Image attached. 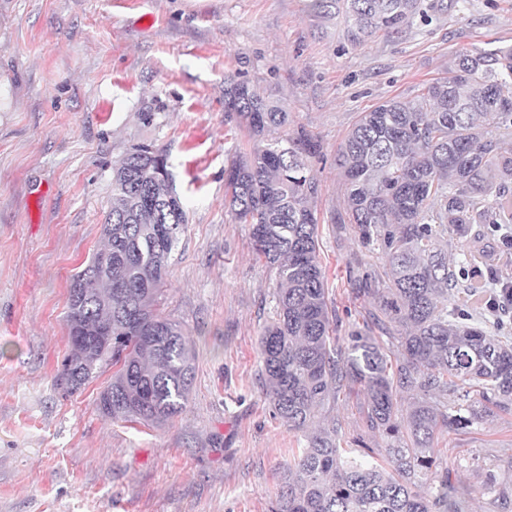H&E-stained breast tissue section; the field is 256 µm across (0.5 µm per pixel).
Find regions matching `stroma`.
Returning a JSON list of instances; mask_svg holds the SVG:
<instances>
[{"mask_svg": "<svg viewBox=\"0 0 512 512\" xmlns=\"http://www.w3.org/2000/svg\"><path fill=\"white\" fill-rule=\"evenodd\" d=\"M431 2L428 20L354 47L311 0H0V512H268L303 439L262 394L276 280L224 207V170L250 146L225 117L224 78L257 86L321 146L313 206L346 345L372 306L355 282L381 256L336 221L337 147L360 113L414 100L457 52L512 45V0ZM141 143L167 155L187 213L161 309L195 371L161 426L99 414L111 370L72 395L55 383L70 279L103 242L114 163ZM361 400L342 391L326 423L385 447ZM438 447L454 480L479 488L469 512H512L482 488L490 471L512 486V413Z\"/></svg>", "mask_w": 512, "mask_h": 512, "instance_id": "35a3bbf8", "label": "stroma"}]
</instances>
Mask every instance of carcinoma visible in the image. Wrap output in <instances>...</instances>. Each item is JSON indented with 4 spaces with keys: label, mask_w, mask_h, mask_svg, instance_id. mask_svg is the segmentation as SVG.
I'll list each match as a JSON object with an SVG mask.
<instances>
[{
    "label": "carcinoma",
    "mask_w": 512,
    "mask_h": 512,
    "mask_svg": "<svg viewBox=\"0 0 512 512\" xmlns=\"http://www.w3.org/2000/svg\"><path fill=\"white\" fill-rule=\"evenodd\" d=\"M313 6L336 14L354 47L424 16L421 0ZM224 112L253 140L224 170V204L251 226L253 249L277 280L274 317L259 341L262 388L305 441L269 512H467L477 489L452 480L435 441L512 412V340L464 321L479 291L460 280L493 255L478 248L457 262L448 233L512 228V46L456 54L415 100L361 113L337 149L344 214L362 247L382 255L365 281L376 305L343 350L319 259L318 182L307 164L319 145L302 131L270 136L288 125V112L233 76L224 78ZM186 221L162 151L142 145L113 166L103 248L69 286V335L83 342L69 341L57 377L74 394L112 367L97 399L106 417L162 425L188 399L195 353L160 311ZM103 329L112 332L107 348L94 343ZM352 384L365 397V427L386 447L342 448L338 428L320 424ZM408 389L419 397L404 413L397 395Z\"/></svg>",
    "instance_id": "cac0c4a2"
}]
</instances>
